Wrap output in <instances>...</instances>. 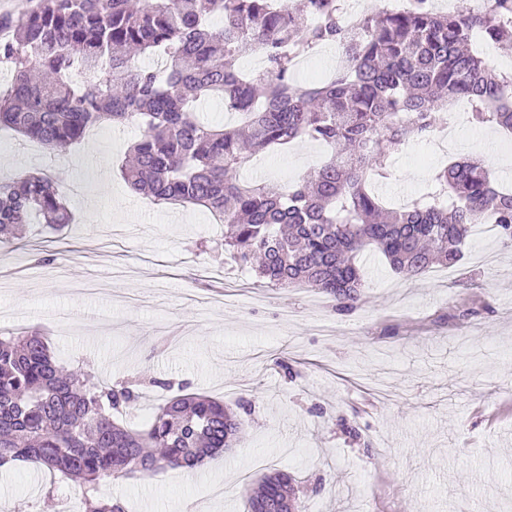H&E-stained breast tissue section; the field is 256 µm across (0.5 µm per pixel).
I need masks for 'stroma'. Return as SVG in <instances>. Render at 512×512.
<instances>
[{
  "label": "stroma",
  "mask_w": 512,
  "mask_h": 512,
  "mask_svg": "<svg viewBox=\"0 0 512 512\" xmlns=\"http://www.w3.org/2000/svg\"><path fill=\"white\" fill-rule=\"evenodd\" d=\"M137 135L102 125L51 152L0 130V178L46 173L72 215L59 231L28 225L0 259V336L39 330L60 364L137 384L123 415L133 428L182 382L252 412L240 443L194 474L110 476L100 495L127 512H247L253 485L280 469L296 475L302 512H512V414L485 418L512 403V245L469 238L457 265L413 281L365 252L345 312L326 293L268 288L246 271L225 284L223 225L127 186ZM326 153L302 140L260 153L243 177L294 183ZM461 158L512 186V138L466 122L445 155L428 136L393 146L376 188L392 205L421 198ZM62 493L82 489L32 464L0 469V512H58Z\"/></svg>",
  "instance_id": "obj_1"
}]
</instances>
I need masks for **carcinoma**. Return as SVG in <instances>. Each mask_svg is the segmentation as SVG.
<instances>
[{
	"label": "carcinoma",
	"instance_id": "cac0c4a2",
	"mask_svg": "<svg viewBox=\"0 0 512 512\" xmlns=\"http://www.w3.org/2000/svg\"><path fill=\"white\" fill-rule=\"evenodd\" d=\"M427 2L349 26L344 0H36L0 17L10 32L0 63L11 73L0 126L53 151L102 124L138 126L123 169L133 192L207 208L239 267L269 287L317 288L345 311L363 287L357 258L368 249L413 278L457 264L474 224H492L512 243V192L477 160L449 163L428 198L400 209L372 189L387 177L390 147L433 131L460 100L470 103L471 121L512 132V73L471 50L476 38L512 39V0H483L477 12ZM215 16L224 18L219 29ZM336 43L346 64L332 79L293 83L295 59ZM250 49L263 51L264 73L242 72ZM145 56L157 66H142ZM213 96L241 121H202L199 106ZM296 140L331 153L299 183L240 179L253 154ZM68 223L48 175L0 180V245L27 224ZM138 398L130 383L64 371L37 332L0 338V468L38 464L85 485L84 512H125L97 497L99 479L195 469L237 442V415L183 387L147 430L117 423L113 412ZM294 483L280 471L263 476L248 512H272L276 498H292Z\"/></svg>",
	"mask_w": 512,
	"mask_h": 512
}]
</instances>
